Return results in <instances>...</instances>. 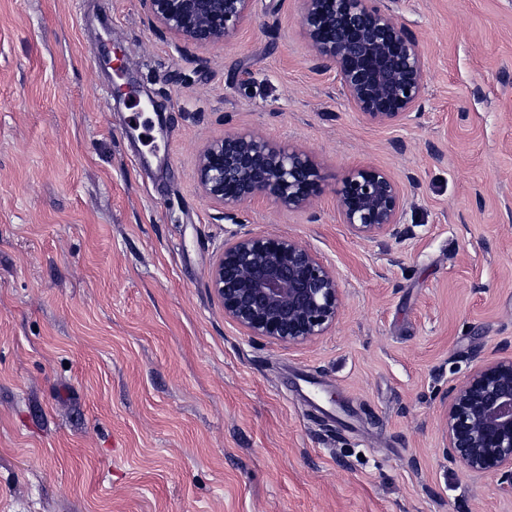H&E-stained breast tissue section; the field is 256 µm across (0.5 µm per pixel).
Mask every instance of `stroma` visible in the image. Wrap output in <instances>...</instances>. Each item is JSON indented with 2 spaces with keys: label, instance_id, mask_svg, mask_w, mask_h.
<instances>
[{
  "label": "stroma",
  "instance_id": "obj_1",
  "mask_svg": "<svg viewBox=\"0 0 512 512\" xmlns=\"http://www.w3.org/2000/svg\"><path fill=\"white\" fill-rule=\"evenodd\" d=\"M380 3L424 57L406 127L318 68L303 0L205 46L142 0H0V512H512L443 457L437 413L512 341V0ZM121 76L159 111L116 102ZM245 130L321 166L310 209L242 216L339 272L304 344L244 336L208 286L231 226L197 157ZM361 166L402 185L403 237L341 223Z\"/></svg>",
  "mask_w": 512,
  "mask_h": 512
}]
</instances>
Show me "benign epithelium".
Segmentation results:
<instances>
[{
	"label": "benign epithelium",
	"instance_id": "1",
	"mask_svg": "<svg viewBox=\"0 0 512 512\" xmlns=\"http://www.w3.org/2000/svg\"><path fill=\"white\" fill-rule=\"evenodd\" d=\"M156 28L187 43L227 40L250 14L251 0H144ZM302 26L322 69L336 70L342 93L369 122L407 125L421 115L425 62L416 37L376 0H304ZM203 197L224 220L259 198L288 209L311 205L323 176L306 152L258 133L207 144L197 167ZM343 223L358 236L404 233V193L374 168L344 175L336 190ZM209 288L224 319L246 335L299 345L336 325L342 293L336 270L301 241L232 231L209 268ZM470 358L440 398L442 453L469 476L512 496V345Z\"/></svg>",
	"mask_w": 512,
	"mask_h": 512
}]
</instances>
